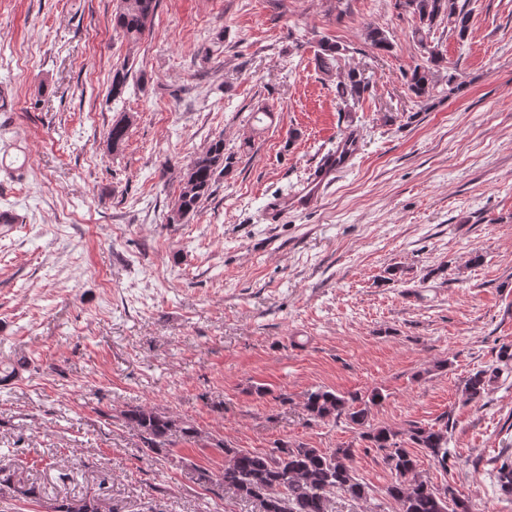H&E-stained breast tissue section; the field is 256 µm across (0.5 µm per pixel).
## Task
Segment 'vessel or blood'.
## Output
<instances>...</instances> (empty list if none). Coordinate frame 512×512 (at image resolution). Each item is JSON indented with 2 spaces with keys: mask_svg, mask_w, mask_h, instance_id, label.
Wrapping results in <instances>:
<instances>
[{
  "mask_svg": "<svg viewBox=\"0 0 512 512\" xmlns=\"http://www.w3.org/2000/svg\"><path fill=\"white\" fill-rule=\"evenodd\" d=\"M357 154L353 138L342 135L334 150L324 154L318 164L310 171L296 197L288 199L277 197L268 202L271 213H278L287 206L307 209L314 206L325 190L334 182L338 173L346 170Z\"/></svg>",
  "mask_w": 512,
  "mask_h": 512,
  "instance_id": "b4317fda",
  "label": "vessel or blood"
}]
</instances>
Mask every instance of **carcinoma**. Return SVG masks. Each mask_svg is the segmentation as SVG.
Masks as SVG:
<instances>
[{
    "instance_id": "1",
    "label": "carcinoma",
    "mask_w": 512,
    "mask_h": 512,
    "mask_svg": "<svg viewBox=\"0 0 512 512\" xmlns=\"http://www.w3.org/2000/svg\"><path fill=\"white\" fill-rule=\"evenodd\" d=\"M159 0H118L112 12V27L128 41H137L155 19ZM395 7L410 13L416 20L411 37L428 51L425 64H416L404 72L408 90L426 104L435 97L439 80L437 73L446 68L442 55L431 50L428 40L440 27L463 42L471 28L472 12L458 0H395ZM364 40L374 50L389 52L393 44L387 32L374 24L364 27ZM347 47L321 39L315 54L318 67L330 73ZM131 68L123 65L112 71L109 93L121 96L129 85ZM369 82L354 69L336 84L337 96L348 102L358 100ZM130 119L112 124L107 134V146L116 151L126 139ZM233 168V157L224 154V138L212 139L198 152L192 162L180 172L179 192L167 214V223L182 224L197 213L211 194L218 180ZM497 378L494 370L480 369L467 378V399H480ZM382 400L374 389L367 398L345 397L333 391L317 389L306 394L304 410L314 421L345 419L359 431V438L370 447L384 452V461L395 471L396 480L387 486L385 496L395 505V512H471L469 502L459 497L450 486L436 488L418 475L419 458L413 448L424 450L448 470L452 451L449 448V419L443 417L432 425L412 422L403 430L372 423L371 410ZM123 421L138 432L144 447L154 455H168L171 437L197 439L201 433L190 422L147 405L130 406L120 412ZM206 443L224 453V468L220 475L194 468L199 484H211L227 489L242 500L256 501L260 512H333V497L341 494L366 502L373 490L360 481L352 466V446H340L326 451L304 443L282 444L270 453H256L233 448L224 439L206 436ZM502 490L512 493V456H505L497 468ZM0 497L41 502L42 489L26 483L11 463L0 462ZM51 512H114L112 501L95 494L54 498Z\"/></svg>"
}]
</instances>
